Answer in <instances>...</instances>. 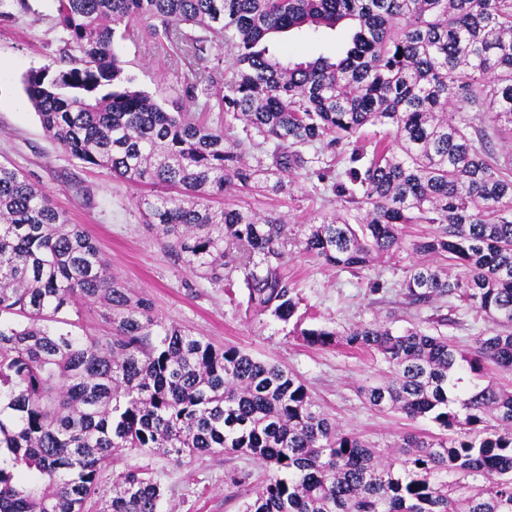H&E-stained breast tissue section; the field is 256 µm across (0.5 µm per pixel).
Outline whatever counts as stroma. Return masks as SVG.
<instances>
[{
    "instance_id": "35a3bbf8",
    "label": "stroma",
    "mask_w": 512,
    "mask_h": 512,
    "mask_svg": "<svg viewBox=\"0 0 512 512\" xmlns=\"http://www.w3.org/2000/svg\"><path fill=\"white\" fill-rule=\"evenodd\" d=\"M22 10L16 0L0 5V161H9L32 183L46 190L73 224L93 237L112 271L136 292L150 298L165 322L175 323L206 337L215 346L233 345L255 358L276 362L297 374L318 409L345 430L384 449L401 435L413 432L438 436L439 427L426 419L379 410L366 404L359 393L388 374L387 364L376 355L342 347L307 346L300 331L324 325L343 329L360 321H385L397 329L411 325L433 330L434 306L406 304L400 284L417 257L410 249L375 261L352 273L325 267L296 255L288 274L296 281L302 301L287 322L245 313L237 299L221 285L192 273L165 253L144 222L136 205L138 190L103 169L84 165L52 142L24 90V78L33 69L53 63L65 51L55 25L51 0H29ZM207 66L213 72L208 93L184 97L197 68L170 45L148 40H117L126 73L138 89L160 103L179 98L185 111L220 120L219 112L202 113L207 95L224 91L227 62L221 34L209 36ZM346 40L339 28L312 38L285 33L270 47L278 54L293 53L306 59L335 56ZM333 194L314 174L300 175L291 188L264 195L241 194L235 203H248L257 211L284 218L294 229L310 224L319 213L332 210ZM451 321L441 331L463 351H471L483 317L458 304ZM140 464L157 473L165 491L168 512H242L264 477L260 464L246 456H206L176 468L166 458L138 455ZM247 474L246 482L233 485L229 473Z\"/></svg>"
}]
</instances>
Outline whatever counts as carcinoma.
Here are the masks:
<instances>
[{"label":"carcinoma","mask_w":512,"mask_h":512,"mask_svg":"<svg viewBox=\"0 0 512 512\" xmlns=\"http://www.w3.org/2000/svg\"><path fill=\"white\" fill-rule=\"evenodd\" d=\"M76 54L30 71L26 94L50 138L129 185L159 187L138 207L168 253L215 283L238 274L247 309L287 322L300 304L286 272L298 253L361 270L405 245L445 255L402 282L408 304L449 297L492 327L464 352L415 325L358 322L301 332L313 347L377 354L389 376L370 405L448 432L402 436L387 450L317 409L293 372L164 323L127 288L46 191L0 162V512H161L164 491L136 451L175 466L250 457L268 471L244 512H512V392H459L465 367L512 373V0H53ZM351 29L332 59L284 60L273 36ZM142 28L200 62L224 33V120L165 110L137 89L115 45ZM246 136L234 134L235 122ZM384 132L361 144L365 128ZM273 144L268 163L245 154ZM312 147L335 174L340 208L302 238L279 217L211 205L217 195L278 193L309 169ZM98 304L95 336L71 307ZM112 474V499L99 501ZM454 475L456 479L448 480Z\"/></svg>","instance_id":"1"}]
</instances>
